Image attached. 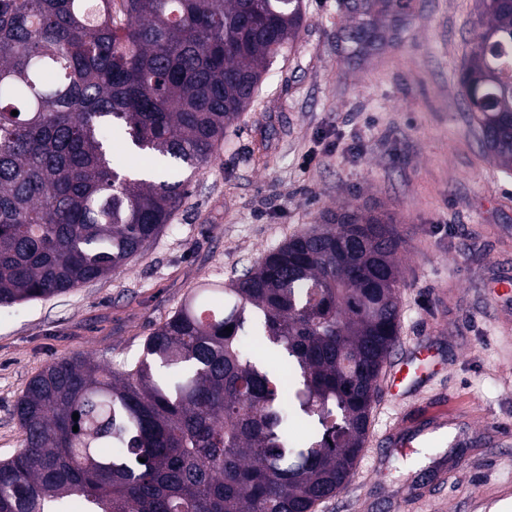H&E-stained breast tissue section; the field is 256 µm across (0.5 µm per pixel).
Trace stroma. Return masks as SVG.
Returning a JSON list of instances; mask_svg holds the SVG:
<instances>
[{"mask_svg": "<svg viewBox=\"0 0 512 512\" xmlns=\"http://www.w3.org/2000/svg\"><path fill=\"white\" fill-rule=\"evenodd\" d=\"M360 2L304 0L297 43L126 270L0 308V459L20 449L15 404L48 363L129 366L194 288L360 204L403 239L391 358L427 345L437 368L403 398L380 390L350 484L316 512H512V177L481 146L461 82L477 0L364 16ZM410 437L424 463L394 467Z\"/></svg>", "mask_w": 512, "mask_h": 512, "instance_id": "obj_1", "label": "stroma"}]
</instances>
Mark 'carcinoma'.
Returning <instances> with one entry per match:
<instances>
[{"label":"carcinoma","mask_w":512,"mask_h":512,"mask_svg":"<svg viewBox=\"0 0 512 512\" xmlns=\"http://www.w3.org/2000/svg\"><path fill=\"white\" fill-rule=\"evenodd\" d=\"M304 14L303 0H0V308L124 271L189 180L137 178L111 133L158 167L202 168ZM475 26L462 84L511 173L512 6L480 0ZM400 247L383 213L325 211L200 289L129 367L47 365L15 407L0 512H315L366 441L397 341Z\"/></svg>","instance_id":"obj_1"}]
</instances>
